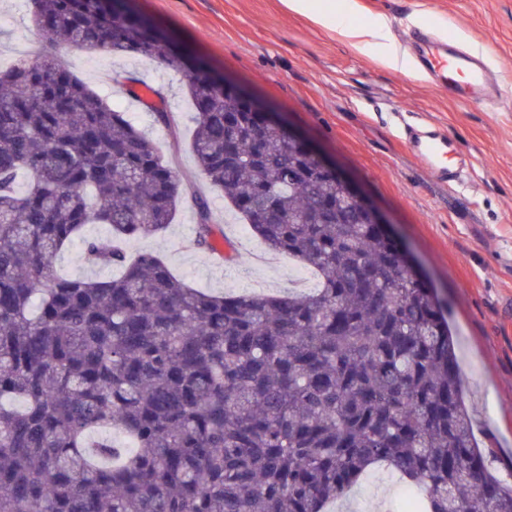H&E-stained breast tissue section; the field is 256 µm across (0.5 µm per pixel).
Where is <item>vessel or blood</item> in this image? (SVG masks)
<instances>
[{
    "mask_svg": "<svg viewBox=\"0 0 512 512\" xmlns=\"http://www.w3.org/2000/svg\"><path fill=\"white\" fill-rule=\"evenodd\" d=\"M404 40L419 67L434 76L450 97L476 106L495 100L497 76L479 54L429 27L406 33ZM403 142L436 179L445 183L459 179L465 159L448 134L420 124L405 128Z\"/></svg>",
    "mask_w": 512,
    "mask_h": 512,
    "instance_id": "b4317fda",
    "label": "vessel or blood"
}]
</instances>
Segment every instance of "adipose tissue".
<instances>
[{"label":"adipose tissue","instance_id":"obj_1","mask_svg":"<svg viewBox=\"0 0 512 512\" xmlns=\"http://www.w3.org/2000/svg\"><path fill=\"white\" fill-rule=\"evenodd\" d=\"M284 3L290 11L312 16L317 23L325 27L340 30L354 37L377 41L384 48L383 61L387 66L396 70H410V62L407 56L395 46L385 18H376L361 28L353 25L356 0H343V8L339 11L320 7L319 0H284Z\"/></svg>","mask_w":512,"mask_h":512}]
</instances>
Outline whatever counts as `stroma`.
Here are the masks:
<instances>
[{
    "instance_id": "obj_1",
    "label": "stroma",
    "mask_w": 512,
    "mask_h": 512,
    "mask_svg": "<svg viewBox=\"0 0 512 512\" xmlns=\"http://www.w3.org/2000/svg\"><path fill=\"white\" fill-rule=\"evenodd\" d=\"M164 32L180 53L238 83L300 134L388 219L395 235L450 309L460 371L482 447L496 468L512 467V0H358L362 26L382 15L393 36L434 23L489 56L502 80L498 103L462 104L419 71L385 67L381 52L359 38L289 12L282 0H123ZM31 0H0V68L23 59L35 42ZM57 58L113 107L127 112L164 154L192 174L211 201L213 222L230 239L236 263L196 250L195 215L182 203L161 235L128 242L130 252L160 255L193 287L221 292L263 284L289 289L294 259L268 266L252 256L262 242L226 209L224 196L198 175L191 150L193 114L185 78L135 57L69 46ZM153 76L181 133L173 146L150 108L115 86V74ZM429 123L469 156L461 181H436L402 142L405 124ZM403 489L378 470L350 492L342 512H402Z\"/></svg>"
}]
</instances>
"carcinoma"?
<instances>
[{"label": "carcinoma", "mask_w": 512, "mask_h": 512, "mask_svg": "<svg viewBox=\"0 0 512 512\" xmlns=\"http://www.w3.org/2000/svg\"><path fill=\"white\" fill-rule=\"evenodd\" d=\"M32 25L43 46L182 71L197 169L317 285L219 295L128 255L173 223L184 174L55 57L1 70L0 512H329L377 467L413 492L406 512H512V470L493 473L473 435L448 306L336 177L122 0H32ZM152 115L178 142L172 113ZM190 201L193 244L215 254L210 202ZM77 241L120 274L58 275Z\"/></svg>", "instance_id": "cac0c4a2"}]
</instances>
